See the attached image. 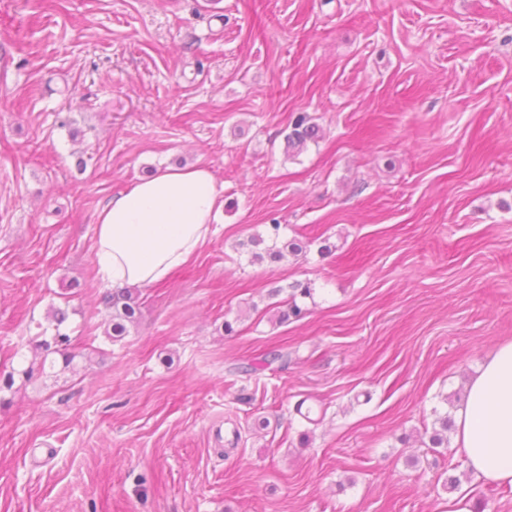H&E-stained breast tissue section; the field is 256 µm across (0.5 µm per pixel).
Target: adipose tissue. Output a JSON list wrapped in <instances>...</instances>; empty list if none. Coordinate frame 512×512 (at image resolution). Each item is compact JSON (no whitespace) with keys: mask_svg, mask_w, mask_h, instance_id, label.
<instances>
[{"mask_svg":"<svg viewBox=\"0 0 512 512\" xmlns=\"http://www.w3.org/2000/svg\"><path fill=\"white\" fill-rule=\"evenodd\" d=\"M220 196L204 166L166 167L113 196L97 215L95 261L103 281H165L211 235ZM454 446L478 477L512 489V341L470 380Z\"/></svg>","mask_w":512,"mask_h":512,"instance_id":"adipose-tissue-1","label":"adipose tissue"}]
</instances>
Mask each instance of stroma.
Instances as JSON below:
<instances>
[{
	"mask_svg": "<svg viewBox=\"0 0 512 512\" xmlns=\"http://www.w3.org/2000/svg\"><path fill=\"white\" fill-rule=\"evenodd\" d=\"M194 165L219 220L108 342L96 213ZM506 341L512 0H0V512H512L428 435ZM320 129L314 123H309L307 117L300 116L293 123L291 131L286 136L288 148L301 150L309 141L319 137ZM279 229V225H271V230L275 238L272 241V245H266L263 249L258 248L261 244L265 243L262 237L258 236L251 239V245L256 248L251 251V262H262L265 258L279 261L285 259L288 254L296 255L299 250H302L299 240L285 239L279 241ZM66 318V311L59 308L52 309V320L56 323L57 332L55 335L50 337V340L45 338L38 345V347L46 353L45 359L41 365L42 368L45 366L47 356L52 353H57L62 356L63 363L66 367L70 366L76 357L74 353L69 351V336L59 332V326L66 320Z\"/></svg>",
	"mask_w": 512,
	"mask_h": 512,
	"instance_id": "stroma-1",
	"label": "stroma"
}]
</instances>
